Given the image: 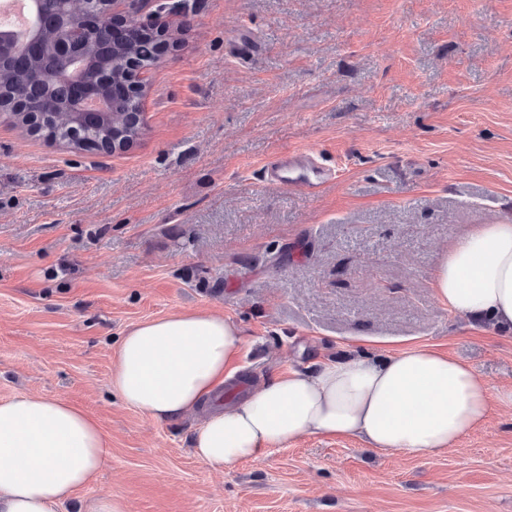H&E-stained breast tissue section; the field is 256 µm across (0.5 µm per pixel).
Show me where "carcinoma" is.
I'll use <instances>...</instances> for the list:
<instances>
[{"instance_id": "carcinoma-1", "label": "carcinoma", "mask_w": 512, "mask_h": 512, "mask_svg": "<svg viewBox=\"0 0 512 512\" xmlns=\"http://www.w3.org/2000/svg\"><path fill=\"white\" fill-rule=\"evenodd\" d=\"M43 6L56 14L58 21L41 30L39 52L22 59L0 53V114L28 133L47 142L63 143L76 154L111 151L117 141L136 142L143 130L145 89L125 96L114 94L112 110L92 115L52 93V69L62 66L61 57L69 54L72 17L70 0H43ZM111 6V0H92L88 22L107 24ZM160 39L157 31L134 29L121 41L90 39L80 46L79 53L92 77L113 89L129 84L132 70L158 63L155 45Z\"/></svg>"}]
</instances>
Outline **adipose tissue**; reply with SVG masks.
I'll use <instances>...</instances> for the list:
<instances>
[{
	"label": "adipose tissue",
	"instance_id": "1",
	"mask_svg": "<svg viewBox=\"0 0 512 512\" xmlns=\"http://www.w3.org/2000/svg\"><path fill=\"white\" fill-rule=\"evenodd\" d=\"M433 287L456 314L512 327V223L484 224L457 240ZM242 346L238 326L220 316L181 312L145 321L123 332L111 389L126 406L172 421L227 384ZM496 400L512 403V390L491 394L475 369L432 348L362 353L266 380L209 413L191 446L215 469L308 434L355 437L419 457L454 448ZM107 448L98 421L66 401L22 394L0 402V512H57L97 478Z\"/></svg>",
	"mask_w": 512,
	"mask_h": 512
}]
</instances>
